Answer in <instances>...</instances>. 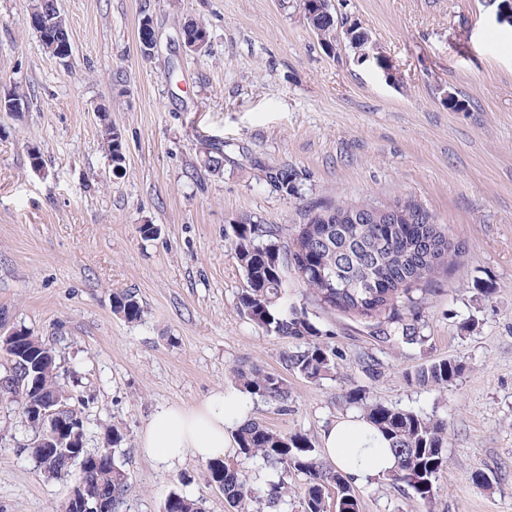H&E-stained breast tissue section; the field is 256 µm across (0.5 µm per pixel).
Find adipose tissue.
Here are the masks:
<instances>
[{
  "mask_svg": "<svg viewBox=\"0 0 512 512\" xmlns=\"http://www.w3.org/2000/svg\"><path fill=\"white\" fill-rule=\"evenodd\" d=\"M250 407L249 393L218 388L195 407L160 408L144 428L139 446L162 463L188 453L203 461L222 456ZM323 444L336 467L356 483L382 477L396 465L384 436L358 414L336 418L324 431Z\"/></svg>",
  "mask_w": 512,
  "mask_h": 512,
  "instance_id": "ef3b65f1",
  "label": "adipose tissue"
}]
</instances>
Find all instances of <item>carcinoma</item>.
I'll use <instances>...</instances> for the list:
<instances>
[{
  "label": "carcinoma",
  "instance_id": "carcinoma-1",
  "mask_svg": "<svg viewBox=\"0 0 512 512\" xmlns=\"http://www.w3.org/2000/svg\"><path fill=\"white\" fill-rule=\"evenodd\" d=\"M309 28L332 48L344 22L321 11L305 17ZM103 147L112 154V169L124 168L123 135L107 122ZM258 178L279 193H297L298 172L288 166L259 167ZM374 222L344 224L340 218L359 207L372 210V202L326 203L316 206L324 219L309 224L311 211L303 210L302 222L284 228L262 218L245 216L231 225L227 244L245 275V287L238 292V314L261 327L268 334L288 341L281 362L285 369L310 382H320L336 375V349L327 341V333L310 317L305 307L288 303V275H293L321 308L358 319L386 340L421 345L425 342L421 319L427 295L434 292L438 277L456 266L462 252L448 246L445 229L439 224H386L389 202L377 203ZM112 312L127 321L140 319L143 310L132 292L112 296ZM17 343L30 349L28 357L12 360V368L0 376V400L18 405L25 421L37 428L39 421L29 417L30 403L60 401L69 406L68 417L80 422V438H85V420L68 385L59 373L56 355L38 337L21 329ZM364 376L375 380L382 366L375 357H356ZM463 365L456 360L431 362L412 376L416 383L441 390L456 380ZM236 386L288 411V381L281 375L261 368L234 369ZM388 438L397 465L386 479L398 488L412 490L429 505L437 493L448 448V425L443 419L420 411L386 406L369 396L364 388H353L345 395ZM41 428V427H39ZM41 431H47L42 427ZM112 433V448L90 452L81 448L90 462L82 470L75 465L74 449L59 446L51 461L43 467L50 477L74 475V481L92 484L104 498L112 500L113 509L123 503L128 473L119 461L123 435ZM235 454L243 459L259 458L283 472L293 471L305 478L303 512H360L359 499L349 478L335 467H326L307 435L280 434L258 421L236 429ZM209 480L224 493L236 512H250L261 498L268 507L285 503L287 486L281 482L263 491L256 487L247 471L221 458L206 462ZM167 512H202L199 501L172 492L164 502Z\"/></svg>",
  "mask_w": 512,
  "mask_h": 512
}]
</instances>
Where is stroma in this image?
Returning <instances> with one entry per match:
<instances>
[{
  "mask_svg": "<svg viewBox=\"0 0 512 512\" xmlns=\"http://www.w3.org/2000/svg\"><path fill=\"white\" fill-rule=\"evenodd\" d=\"M31 4L0 0V91L30 101L0 112V308L55 350L86 401V448L111 447L105 428L121 430L122 512H161L173 492L232 512L205 462L160 464L139 446L157 409L233 388L232 369L283 371L287 341L235 310L244 274L225 241L231 221L296 224L306 206L369 198L419 202L462 249L423 309L426 343L370 336L306 301L339 354L336 375L314 384L288 374L289 410L256 396L249 416L319 448L326 426L352 411L343 393L366 388L444 418L448 465L432 507L381 478L357 486L360 512H512V26L495 21L490 0H332L388 57L393 84L346 43L326 51L297 0H58L63 61L31 29ZM146 16L149 56L138 35ZM190 18L209 31L199 51L179 39ZM107 121L123 133L118 176L102 146ZM218 142L215 171L205 160ZM260 165L293 167L297 195L260 180ZM144 224L157 237L142 238ZM122 291L139 299L140 320L113 313ZM364 353L380 360L378 381L358 370ZM442 359L464 366L447 389L411 381ZM34 436L0 407V512H54L72 486L24 452Z\"/></svg>",
  "mask_w": 512,
  "mask_h": 512,
  "instance_id": "stroma-1",
  "label": "stroma"
}]
</instances>
